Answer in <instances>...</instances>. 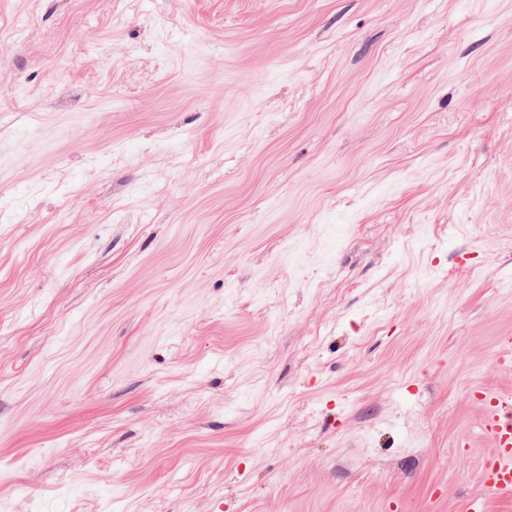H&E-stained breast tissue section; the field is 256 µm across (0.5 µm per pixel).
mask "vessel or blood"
<instances>
[{"instance_id": "b4317fda", "label": "vessel or blood", "mask_w": 512, "mask_h": 512, "mask_svg": "<svg viewBox=\"0 0 512 512\" xmlns=\"http://www.w3.org/2000/svg\"><path fill=\"white\" fill-rule=\"evenodd\" d=\"M485 449L479 478L496 498L512 502V388L480 389Z\"/></svg>"}]
</instances>
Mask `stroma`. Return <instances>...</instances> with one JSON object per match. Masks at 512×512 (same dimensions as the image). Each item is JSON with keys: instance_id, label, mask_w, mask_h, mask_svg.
Segmentation results:
<instances>
[{"instance_id": "obj_1", "label": "stroma", "mask_w": 512, "mask_h": 512, "mask_svg": "<svg viewBox=\"0 0 512 512\" xmlns=\"http://www.w3.org/2000/svg\"><path fill=\"white\" fill-rule=\"evenodd\" d=\"M512 336V0H0V512H464Z\"/></svg>"}]
</instances>
